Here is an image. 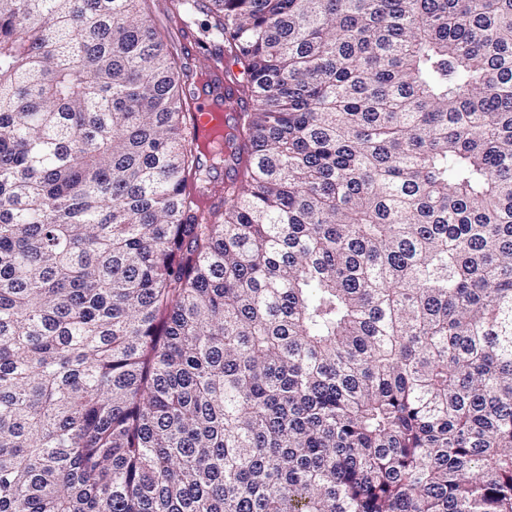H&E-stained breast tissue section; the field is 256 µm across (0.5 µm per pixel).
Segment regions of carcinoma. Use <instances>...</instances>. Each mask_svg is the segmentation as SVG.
Listing matches in <instances>:
<instances>
[{
	"instance_id": "carcinoma-1",
	"label": "carcinoma",
	"mask_w": 512,
	"mask_h": 512,
	"mask_svg": "<svg viewBox=\"0 0 512 512\" xmlns=\"http://www.w3.org/2000/svg\"><path fill=\"white\" fill-rule=\"evenodd\" d=\"M147 2L0 0V512H512V0H171L209 210ZM189 112L204 135L215 127L228 131L231 118L243 106L238 82L224 71V63L211 60L210 69L197 76L190 85Z\"/></svg>"
}]
</instances>
